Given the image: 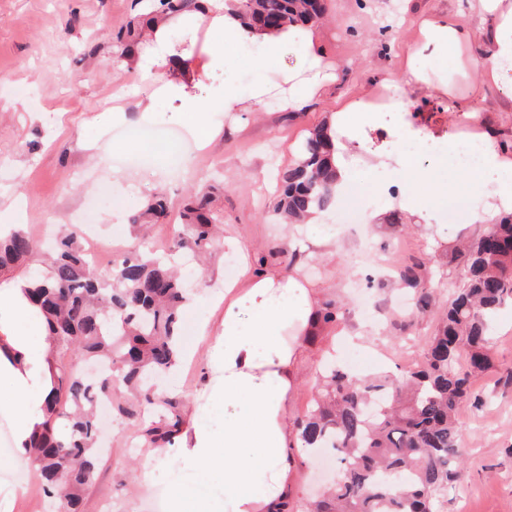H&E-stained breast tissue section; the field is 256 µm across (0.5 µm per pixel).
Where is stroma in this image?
<instances>
[{"label": "stroma", "mask_w": 512, "mask_h": 512, "mask_svg": "<svg viewBox=\"0 0 512 512\" xmlns=\"http://www.w3.org/2000/svg\"><path fill=\"white\" fill-rule=\"evenodd\" d=\"M321 20L323 60L333 66L337 82L301 110L288 106L292 94L287 75L301 70L297 47L284 42L278 57L263 71L254 60V44L228 47L229 65H209L205 50L223 41L222 31L200 21L190 29L175 27L168 42L185 56L184 69L170 79L205 97L232 81L246 111L212 109L216 129L206 148H199L177 113L187 111L182 98L160 101L150 127L175 131L188 143L180 158L156 153L152 141L133 136L139 127L137 103L154 90L128 65L129 55L154 53L152 33L139 20V0H0V211L17 208L20 225L47 240L55 225L75 224L76 215L93 213L94 231L112 240V259L101 267L112 271L130 245L113 240L112 227L129 223L131 215L156 193H165L167 214L153 224L147 244L159 251L179 235L183 209L196 193H210L213 212L224 233L242 241L251 267L278 257V270L311 282L320 303H335L341 320L323 330L301 367V383L291 401V417L301 416L318 389L317 370L324 358L355 370L359 376L401 378L424 360L437 311H405L400 297H412L395 273L379 262V254L404 240L411 258L424 262L427 285L444 291L466 275L450 250L463 236L477 237L486 227L473 223L470 209L438 224H344L338 209L323 212L335 227L338 249L328 255L313 246L306 225L278 222L276 175L292 165L309 132L327 115L353 99H374L384 73L404 69V53L417 33V17L428 11L467 10V0H325ZM138 35L131 48L114 35L129 23ZM268 93L253 99L257 83ZM411 120L428 136L446 140L457 134V113L447 96L432 89L415 93ZM501 140L512 142V112L503 111L496 88L469 96ZM121 110L122 122L104 127L103 114ZM297 250L296 258L280 248ZM229 256L223 243L207 254L206 276L192 282L193 307L184 320L210 318L208 335L199 337L190 372L175 369L162 377V392L179 394L184 409L201 405V371L220 332V313L210 305L224 294V267ZM360 337H353V329ZM491 367L474 382L479 407H465L460 431L468 448L460 483L450 488L443 512H512V306L495 321L489 347ZM140 423L112 416L102 438L106 451L94 484L86 491L82 512H102L116 500L126 512H152L176 487L161 448L144 447ZM150 465L152 479L140 483L139 472ZM10 469L0 467V512H53L38 485L17 492Z\"/></svg>", "instance_id": "1"}]
</instances>
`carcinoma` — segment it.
<instances>
[{
  "instance_id": "obj_1",
  "label": "carcinoma",
  "mask_w": 512,
  "mask_h": 512,
  "mask_svg": "<svg viewBox=\"0 0 512 512\" xmlns=\"http://www.w3.org/2000/svg\"><path fill=\"white\" fill-rule=\"evenodd\" d=\"M194 0H159L162 14L179 15ZM229 9L256 29L280 32L288 25L316 24L321 0H229ZM335 172L328 138L316 127L300 158L279 176L276 210L299 220L309 211L336 205ZM208 194L185 207L184 233L175 248L198 253L214 243ZM165 212L162 200L146 205L133 223ZM171 253L131 251L109 278L100 276L76 232L62 227L51 250L29 232L0 234V271L34 257L44 269L28 275L26 293L44 318L55 346L72 352L67 377L55 376L46 402V419L24 445L38 467L43 492L60 512H79L85 490L94 482L100 457L96 405L110 401L128 418H141L143 407L157 408L144 423L143 436L155 448L178 424V400L153 388V378L178 363L182 316L189 301L177 274L166 268ZM452 259L466 267L463 286L448 291L447 307L425 362L411 367L396 383L387 377L354 378L330 367L321 375L322 394L297 420L301 446L329 448L340 475L319 498L300 506L285 502L277 512H443L445 494L460 478L467 455L459 417L473 396L474 381L489 367L485 347L497 312L512 304V214L493 229L464 242ZM399 281L417 290L416 308L435 306L421 287L423 263L402 265ZM467 363L459 364L460 353ZM109 367L89 381L81 372L86 360Z\"/></svg>"
}]
</instances>
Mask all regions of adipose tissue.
Listing matches in <instances>:
<instances>
[{"instance_id": "ef3b65f1", "label": "adipose tissue", "mask_w": 512, "mask_h": 512, "mask_svg": "<svg viewBox=\"0 0 512 512\" xmlns=\"http://www.w3.org/2000/svg\"><path fill=\"white\" fill-rule=\"evenodd\" d=\"M477 24L458 12L422 15L418 41L405 55L401 74H391L382 84L389 89L385 104L356 99L330 113L327 136L333 144L331 163L336 172L337 201H345L348 188L363 177L354 156L364 149V128L375 126L380 115L393 112L401 119L407 138L425 139V132L412 128L407 86L430 84V63L450 59L451 70L473 74L478 85L498 88L512 107V0H478ZM212 27L223 30L224 39L261 45L264 56L276 58L284 41L302 48L301 58L310 73L306 96L322 93L336 81L322 62L317 27L296 26L277 34L246 28L228 11L225 0H209ZM155 40L163 45L157 59L137 58V70L151 75L156 89L143 106L151 114L158 100L177 94L165 71L184 64L183 55L167 47V27L158 25ZM482 43L484 55H476L474 43ZM462 133L449 140V148L461 144L476 147L478 170L460 168L453 177L465 180L472 200L471 216L480 224H494L512 214V147L499 140L478 111L454 103ZM442 163L411 161L406 156L383 158L373 164L371 191L377 206L367 214L371 224L383 223L387 214L401 215L414 224L440 221L436 207L426 196H437L451 185L439 176ZM244 285L224 287V315L206 372L211 408L225 409L224 426L214 429L208 410L195 411L182 421L167 449L182 461L195 465L211 481L223 486L224 501L209 503L197 491L194 478H187L188 496L170 499L169 512H272L279 501L295 489L294 448L299 436L288 422L289 400L300 381V364L322 323L316 304V288L299 278L284 279L277 269L253 272L243 268ZM26 279L15 277L0 283V382L6 383L5 406L12 415L15 449L23 451L29 437L39 430L42 407L50 389L52 340L25 290Z\"/></svg>"}]
</instances>
